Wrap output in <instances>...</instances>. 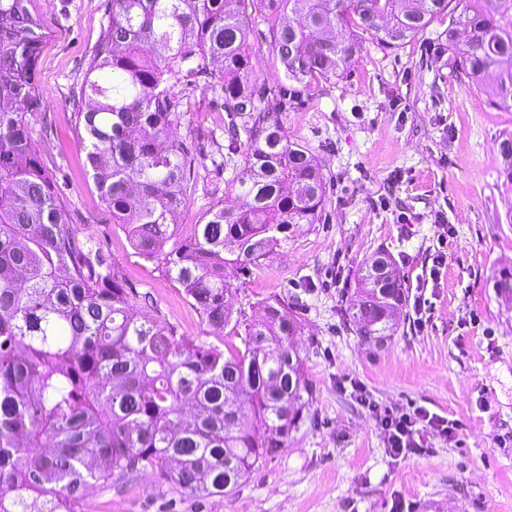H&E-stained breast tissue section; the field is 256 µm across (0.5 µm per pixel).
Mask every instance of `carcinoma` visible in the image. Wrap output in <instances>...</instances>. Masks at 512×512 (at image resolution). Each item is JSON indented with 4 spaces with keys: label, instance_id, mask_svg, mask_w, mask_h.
Masks as SVG:
<instances>
[{
    "label": "carcinoma",
    "instance_id": "1",
    "mask_svg": "<svg viewBox=\"0 0 512 512\" xmlns=\"http://www.w3.org/2000/svg\"><path fill=\"white\" fill-rule=\"evenodd\" d=\"M512 0H112L73 103L100 198L136 253L177 282L217 342L135 311L99 243L68 223L29 134L44 108V20L31 0H0V512H78L87 488L149 470L197 498L222 497L285 446L308 406L294 305L273 296L257 319L227 275L316 224L326 187L318 158L288 140L281 113L318 80L342 78L367 40L395 48L447 16L430 65L451 53L472 83L498 73L512 106ZM274 21L288 84L250 75L252 15ZM468 30L455 40V25ZM218 69L241 174L203 224L176 216L196 157L174 136L181 82ZM379 253L359 269L349 321L364 341L394 335L407 288ZM236 336L241 344L224 339ZM253 423L238 424L244 410Z\"/></svg>",
    "mask_w": 512,
    "mask_h": 512
}]
</instances>
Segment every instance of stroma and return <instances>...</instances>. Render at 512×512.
I'll list each match as a JSON object with an SVG mask.
<instances>
[{"instance_id": "35a3bbf8", "label": "stroma", "mask_w": 512, "mask_h": 512, "mask_svg": "<svg viewBox=\"0 0 512 512\" xmlns=\"http://www.w3.org/2000/svg\"><path fill=\"white\" fill-rule=\"evenodd\" d=\"M109 4L53 0L47 12L33 0L46 26L38 79L47 121L31 123L30 134L70 224L111 254L134 294L150 296L155 319L209 337L182 288L113 224L88 172L71 91ZM429 43L426 36L393 49L367 42L347 77L313 83L281 115L289 140L321 161V218L232 277L247 314L278 295L296 303L303 324L311 396L285 447L221 497L191 496L145 471L118 489L94 487L82 512H512V300L496 288L512 275V181L500 150L512 138V108L494 103L495 74L478 88L454 65L427 66ZM250 63L258 82L284 83L271 24L260 16ZM175 92L188 99L178 139L205 148L179 221L202 224L231 191L244 152L219 153L229 142L214 78L198 76ZM378 251L394 258L409 297L427 306L420 315L405 307L394 336L363 343L343 312L359 267ZM357 384L364 399L354 394ZM380 408H419L456 431L447 437L421 424L419 447L393 456Z\"/></svg>"}]
</instances>
